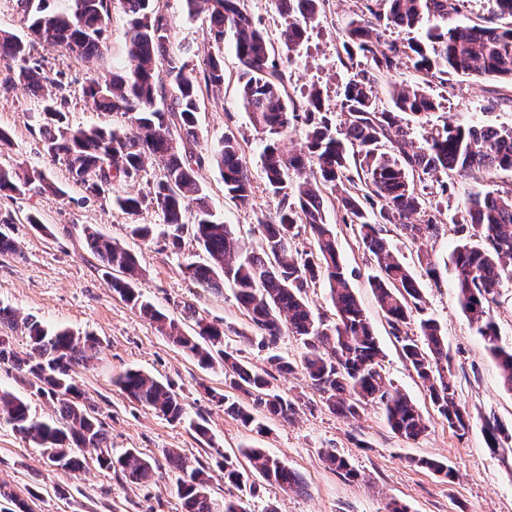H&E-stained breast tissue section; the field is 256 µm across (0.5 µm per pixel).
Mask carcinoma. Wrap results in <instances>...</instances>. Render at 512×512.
I'll list each match as a JSON object with an SVG mask.
<instances>
[{
  "label": "carcinoma",
  "instance_id": "obj_1",
  "mask_svg": "<svg viewBox=\"0 0 512 512\" xmlns=\"http://www.w3.org/2000/svg\"><path fill=\"white\" fill-rule=\"evenodd\" d=\"M68 2L60 11L38 7L28 18L24 37L0 30L5 83H22L37 97L43 151L63 162L71 178L94 197L112 196L114 181L138 175L146 160L160 162L164 176L150 195L118 196L115 203L129 215L137 214L146 203L157 209L170 248H180L183 234H192L205 258L187 264L185 273L206 290L219 291L226 284L233 287L261 347L272 348L285 334L301 342L298 364L271 353L268 367H253L238 352L224 348V325L206 321L194 306H184L185 318L193 322L189 332L183 322L157 309L137 287L135 255L119 242L84 229L88 249L106 268L127 275L112 279L113 290L201 367L220 364L224 384L251 401L244 405L236 396L213 394L224 412L259 432L263 417L290 418L295 403L271 389L270 377L274 371L291 373L298 365L331 412L355 419L366 407L377 405L391 430L406 439L416 440L426 430L412 400L382 373L383 352L350 286L336 233L326 218L325 201L329 200L343 213V223L358 229L359 241L376 269L370 287L390 334L401 344L402 357L448 428L460 437L465 435L470 415L453 381L443 329L427 312L418 275L381 232L382 225L392 224L414 244L439 234L438 211L427 205L421 186L428 178L445 195L448 183L441 179L443 175L468 177L478 184L495 170L512 169V129L447 123L420 142L404 124L408 117L428 119L436 109L429 89L450 73L476 80L512 79V25L505 28L492 21L464 27L434 25L420 39L388 40L385 33L390 28L411 31L423 28L427 21H448L463 0H364V10L354 14L341 31V48L351 63L357 56L365 58L370 70L357 71L343 87L336 104L345 116L344 131L339 133L318 88H311L301 106L289 96L282 57L254 23L245 0H184L188 15L206 14L215 40L230 39L239 63V98L252 125L265 135L261 171L267 189L280 202L275 213L257 216L261 236L253 245L212 211L197 176L205 163L216 165L224 180V196L243 207L253 205L252 173L234 135H225L208 158L194 149L201 97L224 86V57L209 52L204 68H188L187 52L170 48V24L155 10L153 0ZM380 2L386 5L382 12L374 8ZM277 4L282 18L280 40L290 51L319 21L322 0H277ZM116 9L129 20L127 63L112 74L91 76L83 91L102 114L123 121L74 127L64 110L65 97L60 95L62 80L50 76L32 51L38 44L59 46L93 63L103 54L108 20ZM404 59L421 73V80L393 86V110H381L374 82ZM160 64L169 77L166 83L155 78ZM299 122L306 129L305 141L298 151L286 154L277 137ZM307 168L309 176L303 175ZM33 190L58 192L42 170L0 168V192L24 195ZM458 224L472 230L451 255L458 300L498 363L504 386L512 391V348L499 344L490 313L499 303L503 281L512 280V187L475 189L464 203ZM302 235L310 236L313 246L299 253L292 244ZM320 279L329 285L334 307L331 321L316 313L306 298V289ZM0 323L22 324L30 347V357L21 358L10 341L0 336V364L26 370L34 378L36 394L57 403V418L41 420L31 414L25 399L1 391L0 418L65 471L82 469L74 449L98 448L100 467L148 486L151 462L135 449L112 455L102 423L92 415L85 391L72 377V367L93 356L96 339L31 317L19 322L7 307H0ZM114 383L131 400L173 422L186 417L172 387L139 369L122 372ZM484 432L487 446L494 451L512 440V434L496 422L487 423ZM242 455L248 462L243 470L216 461L224 484L239 491L228 494L220 505L211 497L212 475L206 467H192L177 451H165L177 472L175 492L183 512H248L242 493L254 494L253 477L286 490L304 489L299 473L265 450L245 448ZM322 455L344 478L360 477L335 450L326 449ZM0 499L13 504L8 512H32L28 502L2 484Z\"/></svg>",
  "mask_w": 512,
  "mask_h": 512
}]
</instances>
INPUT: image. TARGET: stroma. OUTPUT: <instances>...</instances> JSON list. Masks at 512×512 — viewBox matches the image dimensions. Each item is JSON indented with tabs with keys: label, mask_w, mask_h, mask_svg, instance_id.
I'll return each mask as SVG.
<instances>
[{
	"label": "stroma",
	"mask_w": 512,
	"mask_h": 512,
	"mask_svg": "<svg viewBox=\"0 0 512 512\" xmlns=\"http://www.w3.org/2000/svg\"><path fill=\"white\" fill-rule=\"evenodd\" d=\"M153 6L170 23L173 47L196 49L191 66L201 67L205 52L218 49L223 53L224 87L206 97L197 114L195 150L210 155L224 134L234 133L253 173L254 208L237 207L225 198L216 166L205 165L199 178L213 212L239 237L257 242V211H276L279 199L267 190L260 170L263 136L251 127L239 101L238 61L232 47L226 41L215 42L206 17L188 16L182 0H154ZM362 6V0H328L319 22L308 28L303 42L291 51L287 89L296 102H303L316 87L326 103H336L348 76L340 60L341 30ZM33 56L52 72L60 73L65 85L64 109L73 126L105 123V116L82 92L92 67L60 47L39 45ZM432 96L438 108L429 123L409 122L415 137H425L447 122L512 127L510 82L475 81L452 74L447 82L434 84ZM37 112L36 98L23 86L0 88V129L11 138L10 146L0 148V168L40 169L59 188L55 194H0V218L8 220L7 233L20 249L16 255H0V306L11 308L20 319L33 317L97 338L94 358L75 366L73 376L89 394L95 415L111 438L113 453L138 450L152 462L155 475L145 487L126 481L100 468L91 448L79 451L86 459L84 470H61L0 419V483L10 484L23 499L29 491L38 492L34 512H182L174 492L176 474L168 466L164 449H176L194 465L214 466V457L220 452L228 462L241 466L245 463L242 451L249 446L266 449L283 460L306 485L305 491L294 492L258 481L249 499L250 512H387L388 503L394 500L408 512H512V447L490 450L483 433L485 421L491 420L512 434V392L504 388L496 362L459 304L450 260L461 239L456 222L474 187L472 179L456 175L449 179L448 196L439 203L443 226L438 237L417 246L401 237L393 225H384L382 231L411 268L419 266L418 252L431 256L435 271L422 276L421 283L428 308L448 339L454 382L471 416L469 431L461 437L455 435L431 407L388 332L369 285L374 269L362 244L350 226L343 224L340 214L331 209L327 219L335 229L350 285L383 350L385 376L413 399L426 419L427 430L414 441L400 437L376 406L368 407L359 419H344L320 403L298 370L273 381L277 391L295 400L294 415L287 420H266L264 432L257 433L211 400L210 391L225 389L220 368H201L113 292L109 272L85 245L83 228L91 227L117 239L135 254L141 272L138 287L156 308L177 319L183 305L189 303L208 320L228 325L225 344L252 365L265 367L272 351L297 359L300 342L284 335L269 351L248 340V319L233 289L227 286L219 292L207 291L185 274V264L201 254L192 235H184L175 253L161 239L148 242L130 236L128 224H146L159 231L163 218L146 206L138 215L125 214L113 198L148 193L162 174L160 163L146 161L139 175L114 183L112 199L90 196L72 181L64 164L43 152ZM32 215L46 224V231L29 224ZM129 368L171 385L185 405L186 421H169L131 401L113 383ZM29 381L26 371L0 364V390L26 399L40 417L54 416L55 404L36 395ZM193 421L206 425L209 441L198 439L189 427ZM327 448L347 458L359 471V479L348 481L329 469L320 456ZM420 458L446 462L452 479L417 466Z\"/></svg>",
	"instance_id": "stroma-1"
}]
</instances>
